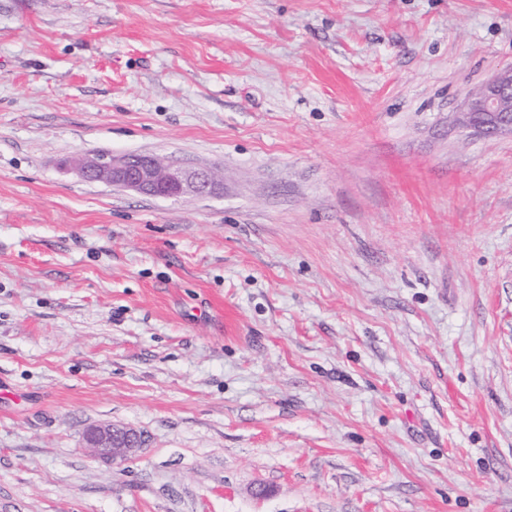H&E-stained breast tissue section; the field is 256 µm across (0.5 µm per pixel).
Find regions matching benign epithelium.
<instances>
[{
  "label": "benign epithelium",
  "instance_id": "1",
  "mask_svg": "<svg viewBox=\"0 0 512 512\" xmlns=\"http://www.w3.org/2000/svg\"><path fill=\"white\" fill-rule=\"evenodd\" d=\"M459 123L485 136L512 134V68L499 71L466 97ZM73 167L85 180L160 198L214 195L223 186L212 170L153 155H95L76 159ZM85 438L94 455L121 463L143 444L141 435L115 426H92Z\"/></svg>",
  "mask_w": 512,
  "mask_h": 512
}]
</instances>
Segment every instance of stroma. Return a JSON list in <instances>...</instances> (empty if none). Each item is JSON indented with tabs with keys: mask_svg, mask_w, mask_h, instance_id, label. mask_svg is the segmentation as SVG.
Instances as JSON below:
<instances>
[{
	"mask_svg": "<svg viewBox=\"0 0 512 512\" xmlns=\"http://www.w3.org/2000/svg\"><path fill=\"white\" fill-rule=\"evenodd\" d=\"M507 67L512 0H0V512H512ZM459 114V123L478 134H512V68L499 71L471 92ZM73 167L85 180L160 198L214 195L223 186L221 177L212 170L153 155H95L76 159ZM88 448L95 455L112 463L126 461L143 444L135 431L115 426H92L85 435Z\"/></svg>",
	"mask_w": 512,
	"mask_h": 512,
	"instance_id": "1",
	"label": "stroma"
}]
</instances>
